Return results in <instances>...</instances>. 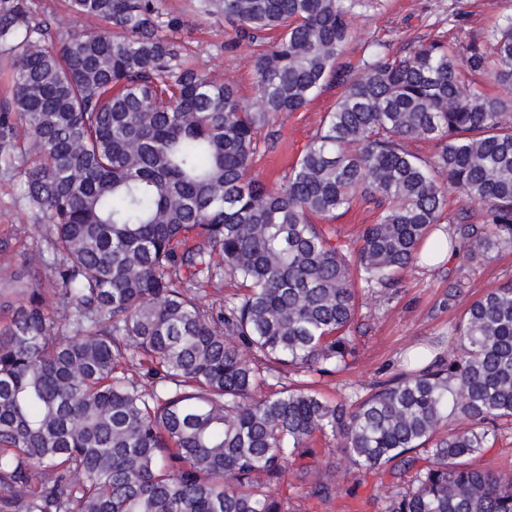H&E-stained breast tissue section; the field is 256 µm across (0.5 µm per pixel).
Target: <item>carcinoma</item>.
<instances>
[{
    "label": "carcinoma",
    "instance_id": "1",
    "mask_svg": "<svg viewBox=\"0 0 512 512\" xmlns=\"http://www.w3.org/2000/svg\"><path fill=\"white\" fill-rule=\"evenodd\" d=\"M257 40L253 101L191 66L165 0H65L104 24L55 42L0 0V161L41 214L59 292L0 270V512H293L288 473L327 499L314 448L392 478L381 512H512V469L471 459L512 422V281L470 301L448 355L412 353L327 399L364 292L446 250L512 247V14L481 35L345 57L359 0H189ZM336 102L268 187L259 130L328 84ZM425 145L430 154H421ZM480 207L447 217L448 188ZM371 204L355 247L313 222ZM238 291L205 304L224 281ZM252 353L256 359L247 358ZM300 381L258 391L286 373Z\"/></svg>",
    "mask_w": 512,
    "mask_h": 512
}]
</instances>
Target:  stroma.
<instances>
[{
	"label": "stroma",
	"mask_w": 512,
	"mask_h": 512,
	"mask_svg": "<svg viewBox=\"0 0 512 512\" xmlns=\"http://www.w3.org/2000/svg\"><path fill=\"white\" fill-rule=\"evenodd\" d=\"M169 9L183 19L180 35L192 42L196 67L231 81L243 100L254 92V59L257 48L244 43L236 50L224 49L232 34L223 19H203L183 12L182 0H167ZM34 9L51 25L55 38L77 29H100L95 20H80L64 7L63 0H34ZM512 13V0H363L355 10L353 37L346 53L359 57L369 45L381 43L398 48L402 37L429 41L440 37L464 40ZM339 90L326 87L302 111L285 114L261 132L265 154L254 169L268 186L296 159L333 106ZM38 212L24 198L23 186L6 167L0 166V238L11 247L0 253V264L18 267L22 253L36 254L41 246L37 232ZM458 277L463 288L456 299L448 297V271L443 267L413 266L385 293L363 298L360 316L351 328L358 338L356 353L347 369L321 379V390L331 398L352 391H365L403 369L415 348L432 345L447 352L453 338L449 331L460 319L468 302L490 288L512 280V250L503 249L478 264H463ZM322 459L335 485L329 499L312 496L308 486L287 477L275 496L285 499L294 512H379L390 477L367 473L353 478L345 473V462L334 443L323 446Z\"/></svg>",
	"instance_id": "1"
}]
</instances>
